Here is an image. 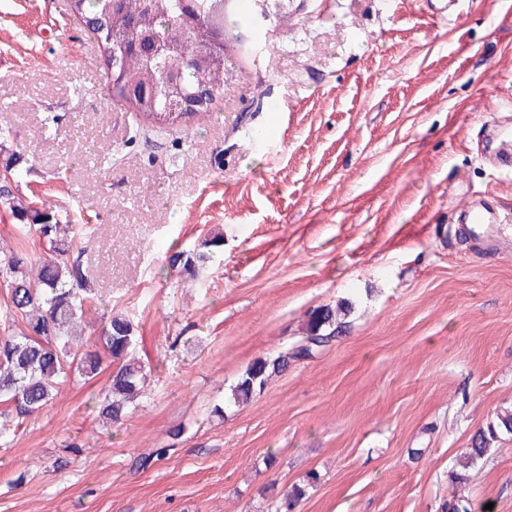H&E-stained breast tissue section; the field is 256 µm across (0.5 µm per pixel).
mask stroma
I'll return each mask as SVG.
<instances>
[{
  "instance_id": "35a3bbf8",
  "label": "stroma",
  "mask_w": 512,
  "mask_h": 512,
  "mask_svg": "<svg viewBox=\"0 0 512 512\" xmlns=\"http://www.w3.org/2000/svg\"><path fill=\"white\" fill-rule=\"evenodd\" d=\"M242 26L237 80L191 129L104 96L67 0H0V131L20 193L95 232L83 270L125 314L144 394L102 426L69 369L0 446V512H512V0H288ZM472 204L506 216L481 236ZM222 231L190 278L171 251ZM343 328L231 399L321 305ZM223 404V417L210 413ZM495 432L468 469L461 453Z\"/></svg>"
}]
</instances>
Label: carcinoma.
<instances>
[{
    "label": "carcinoma",
    "instance_id": "cac0c4a2",
    "mask_svg": "<svg viewBox=\"0 0 512 512\" xmlns=\"http://www.w3.org/2000/svg\"><path fill=\"white\" fill-rule=\"evenodd\" d=\"M272 0H68V10L81 20L97 41L107 66L118 62L116 76H107L105 95L119 99L126 110L149 120L159 129L189 127L194 118L211 112L235 82L232 54L244 48L239 32L246 16L269 10ZM224 32L222 49L208 50L210 35ZM178 49L175 71L160 67L150 50L154 45ZM199 103L192 117L171 115L173 101ZM23 157L9 153L0 160V207L11 213L21 235L34 229L46 246L37 260L19 251L0 255V277L10 296V312L27 320L28 332L0 336V443L8 444L13 429L43 409L65 370L76 367L81 375L101 373L103 357L112 372L96 400L103 426L119 423L126 409L142 397L146 365L133 357L131 321L113 314L95 343L73 335L85 315V304L94 301V288L79 260L70 258L76 233L61 224L52 209L25 202L14 186ZM224 247L220 232L208 235L198 247L172 253L168 266L189 277L212 261ZM335 309L315 308L305 335L272 358L250 364L231 390L236 403L262 391L270 376L288 369L294 360L316 351L336 338ZM494 433L479 437L463 453L475 464L490 451ZM306 490L295 486L275 504V512H294Z\"/></svg>",
    "mask_w": 512,
    "mask_h": 512
}]
</instances>
